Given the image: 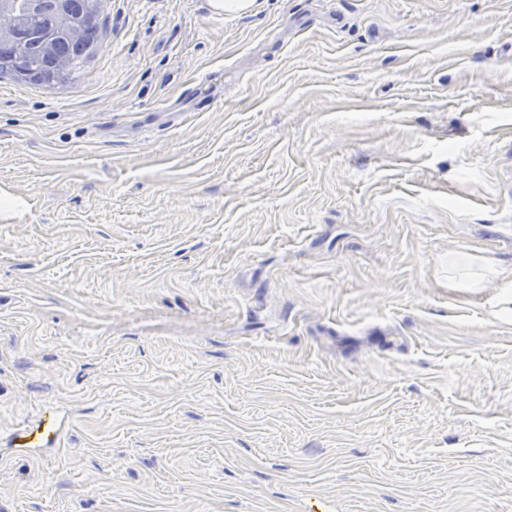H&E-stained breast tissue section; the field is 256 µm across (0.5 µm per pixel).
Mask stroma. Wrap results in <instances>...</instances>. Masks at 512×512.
<instances>
[{
    "mask_svg": "<svg viewBox=\"0 0 512 512\" xmlns=\"http://www.w3.org/2000/svg\"><path fill=\"white\" fill-rule=\"evenodd\" d=\"M258 2L0 79V512H512V0ZM472 258L468 254L448 257V281L454 283L459 288H481L485 280L502 274L494 266H489L479 271L460 272L458 268L469 266Z\"/></svg>",
    "mask_w": 512,
    "mask_h": 512,
    "instance_id": "35a3bbf8",
    "label": "stroma"
}]
</instances>
